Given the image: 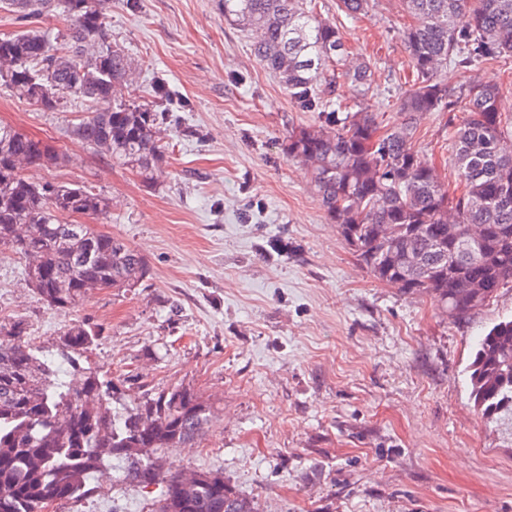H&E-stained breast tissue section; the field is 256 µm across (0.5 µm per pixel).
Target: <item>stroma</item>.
<instances>
[{"instance_id":"obj_1","label":"stroma","mask_w":512,"mask_h":512,"mask_svg":"<svg viewBox=\"0 0 512 512\" xmlns=\"http://www.w3.org/2000/svg\"><path fill=\"white\" fill-rule=\"evenodd\" d=\"M317 9L350 56L370 62L366 105L399 124L413 17L399 0L356 20L336 0ZM108 24L133 64L125 98L162 114L167 161L153 186L70 136L80 101L45 112L0 89V124L64 154L30 177L110 199L94 228L135 247L149 275L60 313L0 246V322L23 320L54 357L68 324L101 327L87 363L119 388L113 412L149 390L194 389L215 414L199 447L169 453L171 470L223 472L258 512H512V412L483 418L469 369L477 337L512 317V288L454 322L433 296L373 278L283 149L316 113L256 62L220 0H139L135 11L109 0ZM160 80L171 98L158 103ZM449 117L424 114L414 146L453 189ZM126 469L113 461L100 491L58 512H148L159 487L126 482Z\"/></svg>"}]
</instances>
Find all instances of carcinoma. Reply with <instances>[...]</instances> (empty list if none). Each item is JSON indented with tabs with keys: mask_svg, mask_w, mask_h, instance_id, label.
I'll use <instances>...</instances> for the list:
<instances>
[{
	"mask_svg": "<svg viewBox=\"0 0 512 512\" xmlns=\"http://www.w3.org/2000/svg\"><path fill=\"white\" fill-rule=\"evenodd\" d=\"M103 2L0 0V10L30 23L0 37V87L48 112L70 98L83 101L86 115L71 133L151 185L165 161L159 113L124 99L132 62L112 45ZM399 2L418 19L405 32L415 79L399 100L403 121L387 128L343 97L346 83L366 95L373 72L348 56L316 0H221L224 21L250 35L258 64L303 111L319 113L317 123L288 131L286 152L311 172L326 218L360 264L404 293L435 295L449 319L462 320L512 284V120L499 112L498 88L467 79L450 93L441 72L512 58V0ZM374 4L336 0L349 18ZM50 17L64 29H44ZM460 107L462 123L448 120L462 184L451 194L418 162L414 137L425 113ZM60 159L54 146L20 129L0 132V245L26 259L30 285L66 313L92 290L136 287L149 268L124 240L71 223L106 215V197L25 174ZM101 335L85 322L66 328L62 361L81 376L65 381L23 322L0 324V512L84 498L114 459L129 463L130 481L161 487L149 512H257L222 472L169 473L166 453L194 445L210 421L211 405L197 392L174 387L112 414L115 384L79 365ZM470 371V397L482 415L512 406V318L479 337Z\"/></svg>",
	"mask_w": 512,
	"mask_h": 512,
	"instance_id": "1",
	"label": "carcinoma"
}]
</instances>
